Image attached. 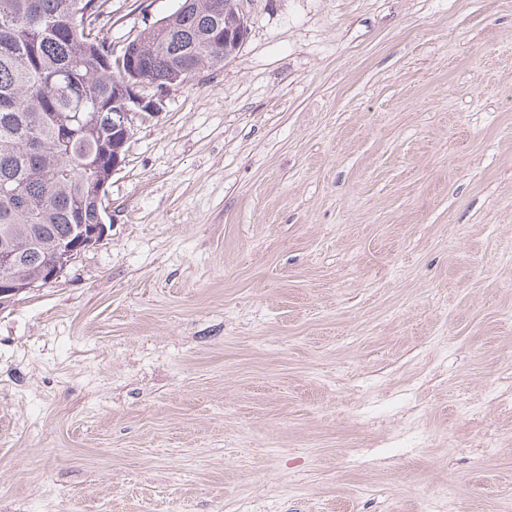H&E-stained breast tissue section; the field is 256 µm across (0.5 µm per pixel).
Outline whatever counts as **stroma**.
<instances>
[{"mask_svg": "<svg viewBox=\"0 0 512 512\" xmlns=\"http://www.w3.org/2000/svg\"><path fill=\"white\" fill-rule=\"evenodd\" d=\"M248 11L136 123L107 236L0 307V512H504L512 0Z\"/></svg>", "mask_w": 512, "mask_h": 512, "instance_id": "obj_1", "label": "stroma"}]
</instances>
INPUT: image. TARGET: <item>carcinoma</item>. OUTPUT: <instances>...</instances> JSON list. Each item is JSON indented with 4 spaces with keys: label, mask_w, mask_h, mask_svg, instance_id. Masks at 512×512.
I'll use <instances>...</instances> for the list:
<instances>
[{
    "label": "carcinoma",
    "mask_w": 512,
    "mask_h": 512,
    "mask_svg": "<svg viewBox=\"0 0 512 512\" xmlns=\"http://www.w3.org/2000/svg\"><path fill=\"white\" fill-rule=\"evenodd\" d=\"M104 0H0V242L20 245L12 275L20 284L44 278L60 242L81 224L105 218L112 158L124 160L132 134L109 113L129 105L126 77L157 86L174 71L224 67L215 48L227 22L224 0H181L170 14L127 42L117 66Z\"/></svg>",
    "instance_id": "1"
}]
</instances>
